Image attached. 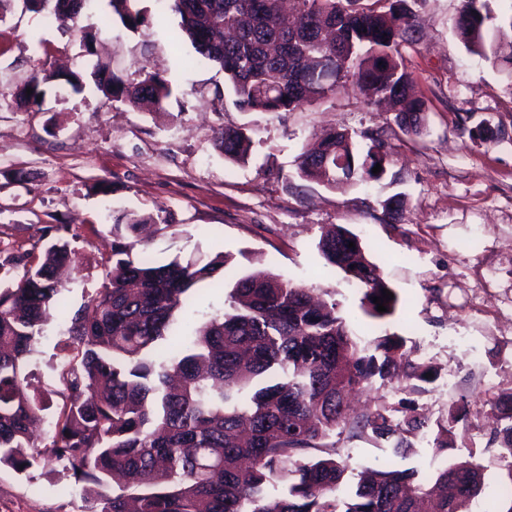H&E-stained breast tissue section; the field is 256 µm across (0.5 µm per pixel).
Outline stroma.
Here are the masks:
<instances>
[{"mask_svg": "<svg viewBox=\"0 0 512 512\" xmlns=\"http://www.w3.org/2000/svg\"><path fill=\"white\" fill-rule=\"evenodd\" d=\"M460 3H403L414 27L398 60L426 102L420 136L404 134L393 113L367 105L351 87L291 112H243L231 99L217 100L224 74L175 39L178 19L167 0H142L147 21L134 32L113 17L108 0H89L74 28L15 6L0 22V249L40 256L42 228L69 225L75 262L62 301L72 312L105 281L113 212L165 208L172 226L148 245L155 261L224 252L238 273L267 271L317 289L360 343L386 330L405 336L413 360L437 371L425 392L403 381L377 384L356 394V405L382 401L434 422L453 402L468 400L471 414L442 454L424 438L398 457L371 436H338L348 461L339 498L355 490L367 467L413 468L426 478L472 459L483 468L484 486L469 512H506L512 460L492 441V412L512 392V76L465 51L454 34ZM37 60L50 71L85 75L83 90L49 83L38 104L17 107L15 95ZM101 63L130 83L147 65L172 94L158 110L106 98L89 80ZM481 125L493 138L475 137ZM222 127L245 128L252 140L246 163L229 162L216 148ZM377 128L391 148L380 180L330 188L298 176L300 154L321 134ZM102 181L109 194L95 193ZM398 193L404 210L392 221L383 203ZM334 224L358 236L399 293L390 324L368 318L360 288L319 253L322 231ZM223 282L218 272L197 285L177 335L223 313ZM62 328L58 319L46 326L30 362L56 411L63 405L53 372ZM32 501L39 512L83 506L80 484L61 466L20 474L0 465V512H23Z\"/></svg>", "mask_w": 512, "mask_h": 512, "instance_id": "obj_1", "label": "stroma"}]
</instances>
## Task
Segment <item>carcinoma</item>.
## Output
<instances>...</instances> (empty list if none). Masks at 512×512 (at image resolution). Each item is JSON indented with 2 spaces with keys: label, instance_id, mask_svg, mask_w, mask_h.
I'll use <instances>...</instances> for the list:
<instances>
[{
  "label": "carcinoma",
  "instance_id": "1",
  "mask_svg": "<svg viewBox=\"0 0 512 512\" xmlns=\"http://www.w3.org/2000/svg\"><path fill=\"white\" fill-rule=\"evenodd\" d=\"M87 2L28 0L25 8L40 13L50 3L56 22L74 27ZM140 2L110 0L112 13L135 31L146 21ZM168 2L179 17L178 37L219 67L240 110L290 112L336 95L351 77L367 103L396 106L394 122L405 134L423 133L426 103L412 94L414 78L396 59L411 18L396 4L292 0L290 21L280 0ZM455 34L469 54L512 73V12L497 17L486 0H461ZM91 76L105 97L134 107L159 106L172 93L145 66L136 83L99 69ZM54 78L34 73L32 94L21 90L17 105L37 101L40 84ZM224 92L216 89L218 100ZM216 141L225 159H247L245 129L224 128ZM378 164L381 171L372 173ZM389 164L382 131L358 139L333 131L301 154L298 174L334 188L379 180ZM143 224L170 228L163 208L113 217L106 282L70 314L63 332L65 353L54 372L64 409L42 447L36 431L48 396L30 391L25 369L60 303V273L72 250L58 235L36 261L27 253L0 255V274L23 270L15 284L0 287V464L18 473L62 465L82 484L84 512H468L484 483L473 461L437 469L431 487L415 470L374 468L348 499L336 497L347 466L332 434H370L403 455L411 439L431 432L425 416L400 421L385 404L360 413L351 405L349 393L398 376L402 364L408 379L431 382L432 368L410 360L402 336H378L369 354L336 303H321L276 274L236 277L224 253L157 263L138 239ZM318 249L362 290L366 315H395L400 296L376 275L357 236L338 225ZM221 269L224 314L186 338L172 335L190 292ZM384 289L393 299L379 312L373 297ZM467 414L461 402L436 422L437 452ZM493 441L512 457V393L497 403Z\"/></svg>",
  "mask_w": 512,
  "mask_h": 512
}]
</instances>
